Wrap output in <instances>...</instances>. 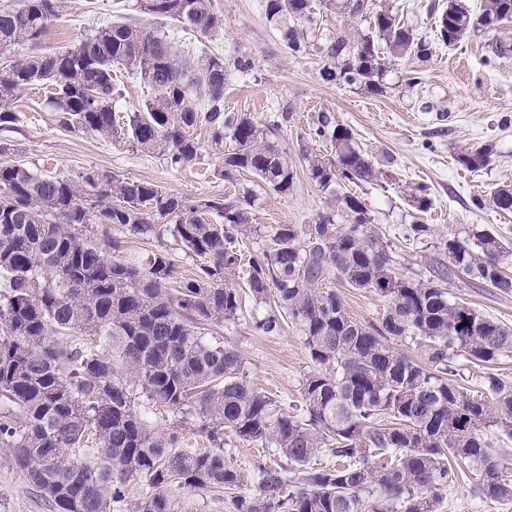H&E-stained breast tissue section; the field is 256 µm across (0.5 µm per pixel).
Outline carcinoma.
Instances as JSON below:
<instances>
[{"mask_svg":"<svg viewBox=\"0 0 512 512\" xmlns=\"http://www.w3.org/2000/svg\"><path fill=\"white\" fill-rule=\"evenodd\" d=\"M61 8L62 0L0 7V54L38 46ZM134 8L209 40L224 33L214 0H135ZM325 8L358 16L365 0H325ZM264 15L286 51L319 58L324 79L382 96L389 64L426 62L437 42L452 46L498 29L512 21V0H482L477 13L468 0H448L432 41L416 37L390 6L353 38L318 37L311 0H264ZM505 57L502 44L489 42L482 64L493 68ZM121 66L135 69L152 96L119 121L112 72ZM251 67L243 56L196 61L162 30L112 21L67 50L0 66V130L16 120L12 100L48 88L65 129L113 136L182 170L198 159L193 133L204 126L225 181L252 177L287 195L296 164L269 129L224 109L229 71ZM305 136L334 151L326 158L301 150L321 191L383 175L335 113L312 116ZM492 161L489 145L457 157L470 172ZM409 197L419 212L432 205L425 185ZM342 204L349 223L325 214L313 224H276L267 245L245 256L235 241L257 231L248 196L192 203L93 169L64 178L0 164V444L15 450L16 466L57 512H111L123 483L138 477L149 491L132 512H175L174 488L228 490L229 512H436L440 489L455 478L451 459L472 470L479 498L512 499V466L488 435L512 439V385L488 373L474 396L453 380L459 356L484 364L512 357V328L445 288L459 270L511 293L503 234H449L438 249L450 264L438 261L429 278L415 280L396 273L361 197L348 191ZM492 204L512 211V186L498 188ZM96 224L159 241L168 235L197 259L196 270L173 288L167 246L139 261L118 254L121 240L110 236L109 257L94 239ZM335 281L378 294L386 308L373 321L354 319ZM248 297L274 305L254 318L255 332L279 333L284 311L317 365L302 382L297 415L248 382L236 350L204 338L203 325L238 319ZM406 338L422 341L426 363L392 346ZM138 393L192 417L209 447L187 451L178 431L156 432L137 410ZM226 427L285 459L259 466L248 495L236 493L243 479L224 455ZM327 454L338 464L312 465Z\"/></svg>","mask_w":512,"mask_h":512,"instance_id":"obj_1","label":"carcinoma"}]
</instances>
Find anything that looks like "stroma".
<instances>
[{
  "mask_svg": "<svg viewBox=\"0 0 512 512\" xmlns=\"http://www.w3.org/2000/svg\"><path fill=\"white\" fill-rule=\"evenodd\" d=\"M132 4L133 0H63L61 14L49 22L40 48L52 51L74 46L86 33L116 19L148 24V17L133 10ZM214 4L224 15V32L217 39L211 41L175 25L169 33L181 50L195 58L215 53L252 59L250 74L231 84L226 108L248 113L262 126L279 123L281 112L290 111V121L282 125L276 138L292 158L303 148L329 154L328 146L303 139L309 118L319 111L335 113L372 153L392 156L387 177L363 185L358 193L365 200L374 230L389 246L396 272L423 279L441 258L431 241L409 238L408 229L418 216L432 225L438 237L482 225L512 240V212H500L490 202L498 187L512 184V122H502L506 116L512 119V56L501 59L493 70L481 63L486 43L499 40L512 47V23L472 33L450 47H438L424 63L425 81L417 89L400 86V75L408 64L397 62L388 75L387 95L374 97L323 80L317 57L286 53L266 23L262 0H214ZM48 96V90H31L13 101L17 120L11 129L0 131L1 164L23 163L53 176L72 177L89 168L113 172L153 182L192 201L248 193L254 199L253 222L262 228L311 224L322 214L334 215L340 224L347 219L337 195L320 191L303 172L286 196L250 180L237 185L224 182L222 160L212 150L206 128L194 132L200 146L198 162L177 171L162 158L128 144L60 127ZM426 101L433 104V111H423ZM484 144L494 151L490 166L479 172L463 169L458 155ZM410 184L428 186L433 206L427 214H417L405 197ZM477 196L485 199L484 207L474 205ZM447 289L451 296L512 327V293L469 285L463 274L449 280ZM257 311L254 302H247L234 323L210 325L209 333L237 350L251 384L287 410L300 403L302 382L314 364L291 321H284L279 335L255 333L252 320ZM224 451L244 479L243 491L251 492L257 466L267 459V452L233 435L228 436ZM472 483L471 472L460 470L458 478L441 489L436 512H512L510 500L475 497ZM0 512H55L51 501L17 468L13 449L1 445Z\"/></svg>",
  "mask_w": 512,
  "mask_h": 512,
  "instance_id": "35a3bbf8",
  "label": "stroma"
}]
</instances>
